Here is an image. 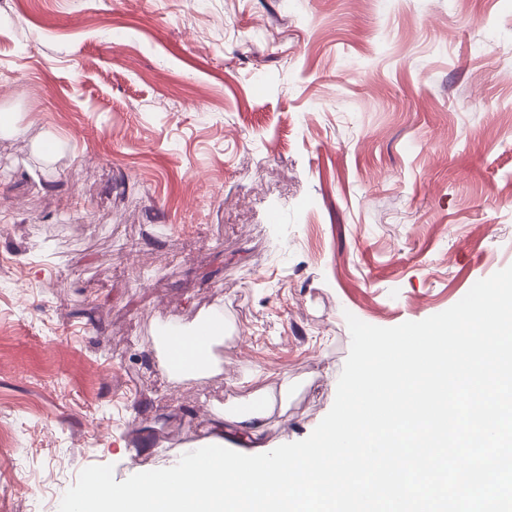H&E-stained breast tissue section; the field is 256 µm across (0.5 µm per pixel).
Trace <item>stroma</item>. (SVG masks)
<instances>
[{"label":"stroma","mask_w":512,"mask_h":512,"mask_svg":"<svg viewBox=\"0 0 512 512\" xmlns=\"http://www.w3.org/2000/svg\"><path fill=\"white\" fill-rule=\"evenodd\" d=\"M512 265V0H0V512L307 438L350 350ZM224 313L217 370L156 340Z\"/></svg>","instance_id":"35a3bbf8"}]
</instances>
